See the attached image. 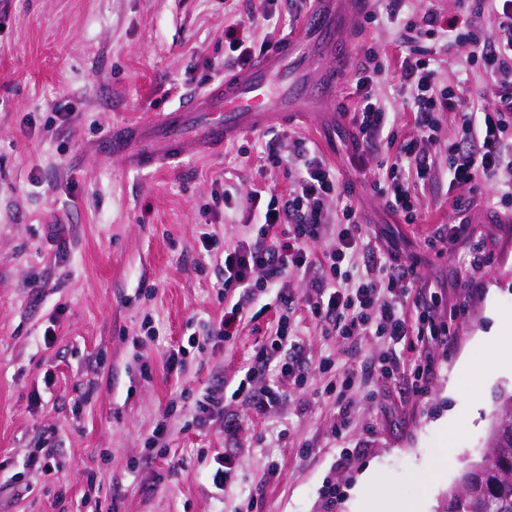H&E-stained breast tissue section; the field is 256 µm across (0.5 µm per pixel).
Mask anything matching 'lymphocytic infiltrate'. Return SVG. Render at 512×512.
I'll list each match as a JSON object with an SVG mask.
<instances>
[{"instance_id": "obj_1", "label": "lymphocytic infiltrate", "mask_w": 512, "mask_h": 512, "mask_svg": "<svg viewBox=\"0 0 512 512\" xmlns=\"http://www.w3.org/2000/svg\"><path fill=\"white\" fill-rule=\"evenodd\" d=\"M387 24L402 29L405 54L398 65L399 90L411 112V129L398 133L376 87L389 66L366 51L348 110L354 129V163L387 146L393 162H380L372 183L375 193L407 222L419 216L423 198L438 178L449 190L496 183L500 202L512 205V0H488L470 6L453 0L450 12L427 6L420 19L403 12L406 0H381ZM469 47L468 67L491 81L495 102L470 110L460 88L444 83L432 44ZM459 123L442 138L440 117ZM265 165L288 169V185L275 192L257 184L246 201L258 215L254 233L236 246L220 248L215 235L202 232L201 246L224 273V315L209 326L207 337L219 343L236 336L254 304L273 312L275 328L255 351L253 361L232 391L247 409L266 415L286 398L284 390L260 387L257 376L270 366L294 386H302L303 348L296 341L292 275L307 278L306 308L328 336L355 342L377 336L396 346L415 340L438 343L448 338V316L432 286L414 287V266L404 265L394 246L379 248L362 232L350 203L351 191L336 168L305 142L286 135L268 139ZM272 303H265V296Z\"/></svg>"}]
</instances>
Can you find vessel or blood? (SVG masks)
<instances>
[{
  "label": "vessel or blood",
  "mask_w": 512,
  "mask_h": 512,
  "mask_svg": "<svg viewBox=\"0 0 512 512\" xmlns=\"http://www.w3.org/2000/svg\"><path fill=\"white\" fill-rule=\"evenodd\" d=\"M372 3L312 0L298 34L205 92L182 97L173 110L113 128L106 150L128 167L170 168L186 156L221 150L246 133L287 122L302 113L308 101L327 100L333 71L311 72L307 62L314 57H342L347 48L341 33L350 30Z\"/></svg>",
  "instance_id": "obj_1"
}]
</instances>
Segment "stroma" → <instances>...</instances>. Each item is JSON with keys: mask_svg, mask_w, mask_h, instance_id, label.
Masks as SVG:
<instances>
[{"mask_svg": "<svg viewBox=\"0 0 512 512\" xmlns=\"http://www.w3.org/2000/svg\"><path fill=\"white\" fill-rule=\"evenodd\" d=\"M231 24L261 43L287 29L288 2L279 0L267 20L259 0H0V466L30 487L19 496L0 480V512H363L369 470L398 501L436 512L481 448L498 390L512 384V356L475 350L494 313H512V210L490 183L452 195L443 182L416 223H405L371 190L380 159L393 151L355 167L348 121L329 123L314 105L281 132L335 164L368 236L395 241L418 284L443 288L456 310L452 334L431 350L437 368L426 393H412L404 379L368 374L385 351L381 339L322 335L303 308L306 282L293 276L304 386L264 417L225 398V417L242 427L240 447H225L220 422L195 426V400L223 395L267 340L271 320L246 322L227 343L205 340V324L224 315V290L198 235L206 229L237 244L249 214L224 210L216 196L228 186L244 196L260 182L281 189L288 173L261 167L259 132L173 171L124 167L101 145L113 127L223 79L234 59L224 41ZM397 40L380 21L348 34L337 111L351 107L365 50L392 56ZM459 55L438 48L442 77L458 81L474 105L491 104V84L462 71ZM460 220L467 238L428 248L440 225ZM476 247L489 262L473 274ZM178 347L177 375L165 362ZM326 356L337 370L365 373L349 414L323 392ZM162 420L169 452L159 457L145 439ZM447 445L455 463L423 489L419 475ZM39 448L58 449L59 471L27 468ZM203 448L231 458L223 490L207 480ZM329 483L341 490L331 505Z\"/></svg>", "mask_w": 512, "mask_h": 512, "instance_id": "35a3bbf8", "label": "stroma"}]
</instances>
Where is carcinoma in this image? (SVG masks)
I'll return each mask as SVG.
<instances>
[{"label": "carcinoma", "instance_id": "carcinoma-1", "mask_svg": "<svg viewBox=\"0 0 512 512\" xmlns=\"http://www.w3.org/2000/svg\"><path fill=\"white\" fill-rule=\"evenodd\" d=\"M438 512H512V389L499 393L482 453L448 490Z\"/></svg>", "mask_w": 512, "mask_h": 512}]
</instances>
